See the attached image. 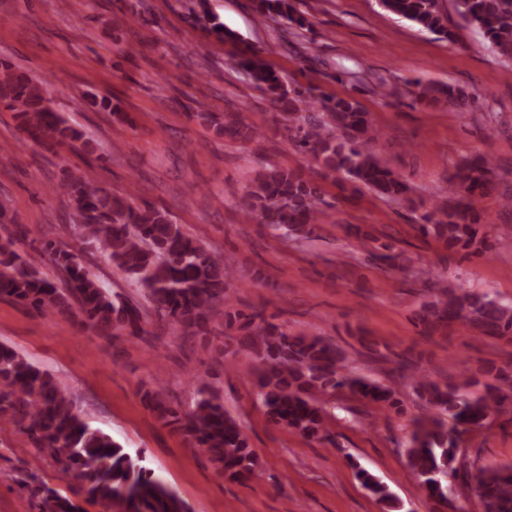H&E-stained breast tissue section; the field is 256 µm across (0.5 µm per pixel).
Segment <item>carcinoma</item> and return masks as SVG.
Listing matches in <instances>:
<instances>
[{"label": "carcinoma", "instance_id": "cac0c4a2", "mask_svg": "<svg viewBox=\"0 0 512 512\" xmlns=\"http://www.w3.org/2000/svg\"><path fill=\"white\" fill-rule=\"evenodd\" d=\"M257 11L281 27L282 37L305 29L304 18L295 15L291 0H255ZM455 11L485 38L489 50L512 61V0H453ZM385 11L449 41L455 33L448 27V14L440 0H380ZM200 22L235 51L238 63L271 101L287 123L284 131L293 145L309 155L318 169L314 178L301 169L264 166L245 188L241 216L283 231L279 240L309 237L315 233L323 206L327 205L322 180L342 176L354 191L367 188L379 197L399 201L409 185L370 149L381 136L353 97H334L316 92L310 85L286 87L279 74L261 56V50L242 45L241 38L223 28L198 0ZM0 104L15 112L19 129L27 138L52 150L86 146L84 134L55 110L44 82L1 61ZM465 93L452 86L423 87L420 101L438 103L456 110ZM216 132L248 142L259 136L265 119L255 113L230 112L224 121L206 115ZM492 159L477 154L460 161L451 174L460 196L452 207L435 205L412 225L424 238L434 237L448 252L479 253L484 239L474 208V198L494 189L490 178ZM62 188L73 203L77 224L73 231L86 249L104 251L114 266L140 289L148 307L137 306L104 288L77 254L62 248L48 227L41 252L59 274L48 277L42 264L23 258L10 239L0 243V296L45 313L72 315L95 335L106 338L148 334L149 317L171 323L187 339L210 334L215 323L235 329V350L249 352L260 364L257 397L268 420L304 437L329 439L325 410L317 396L347 389L378 406L395 408L393 392L365 377L344 372V356L318 336L291 334L258 310L250 315L224 311L227 288L235 278L232 262L213 255L187 236L170 212L150 202L131 203L138 187L117 195L94 186L84 175L64 169ZM370 233L357 237L356 248L387 270L403 268L400 254L391 244L375 246ZM418 320L431 334L458 320L469 321L487 337L512 336V306L460 283L443 285L436 299L426 303ZM412 372L415 390L425 401L427 414L413 420L405 443L409 467L436 509L452 506L459 497L457 480L475 482L483 512H512V469L469 473L459 454L461 432L484 428L512 403V374L500 370L495 383L472 391L477 382L465 379L444 386L401 361L394 372ZM143 399L160 420L182 433L194 448H200L224 475L235 481L252 476L258 466L242 428L224 411L220 393L206 387L194 391L190 401L172 403L163 385L143 392ZM21 427L37 455L64 473L75 472L80 485L76 494L98 505L102 512H187V506L135 453L109 435L93 429L76 410L54 377L33 365L9 346L0 344V420ZM356 475L363 487L383 501L391 500L387 488L368 470ZM28 492L33 512H84L71 498L29 471L17 481Z\"/></svg>", "mask_w": 512, "mask_h": 512}]
</instances>
